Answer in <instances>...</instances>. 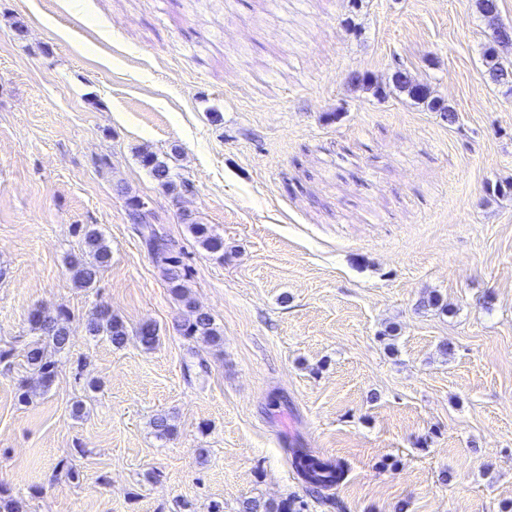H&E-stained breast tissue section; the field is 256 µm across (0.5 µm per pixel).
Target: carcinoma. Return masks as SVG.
I'll return each mask as SVG.
<instances>
[{
	"label": "carcinoma",
	"mask_w": 512,
	"mask_h": 512,
	"mask_svg": "<svg viewBox=\"0 0 512 512\" xmlns=\"http://www.w3.org/2000/svg\"><path fill=\"white\" fill-rule=\"evenodd\" d=\"M482 60L485 72L491 83L508 87L512 91V62L503 61L498 55L494 41H489L482 50ZM348 83L374 89L377 96L386 97L389 94L387 87L380 83H372L365 73H352ZM394 89L405 92L415 100L427 104L435 112L443 113L448 123L457 120L453 109L441 104L431 97L430 88L425 84H414L402 72H396L392 77ZM143 167L147 168L153 178L167 191L175 193L178 190L176 174L172 166L159 159L148 150L138 153ZM120 195L127 196L128 219L133 229L142 239L153 261L162 270L172 293L178 298L188 313V318L181 324L183 336L190 340H202L206 343L218 345L222 342V334L212 316L200 310L193 299L186 284V273L181 252L177 250L174 240L168 237L151 208L144 206L141 199L128 195L127 188L121 184L116 185ZM190 229L197 242L208 252L224 257V238L213 232L206 224H199L193 220L188 221ZM85 252L70 257L69 266L73 280L81 288H92L99 281L100 274L111 261V250L103 235L89 225L79 226ZM68 314L61 310L55 316H49L40 309L33 310L29 315V322L37 332V339L32 342L27 352V364L37 375L38 383L45 389L49 388L56 376L57 360L55 356L70 348V332L67 326ZM86 330L91 336H104L113 345L122 346L128 340L129 332L124 323L112 315L108 307L96 308L86 322ZM141 345L151 349L158 337L157 326L144 323L136 331ZM290 462L301 479L306 491L315 498L322 497L328 490L338 487L344 480V469L339 463L324 459L308 448H290ZM302 507L291 498L281 500L260 501L246 499L242 502L240 512H300Z\"/></svg>",
	"instance_id": "obj_1"
}]
</instances>
